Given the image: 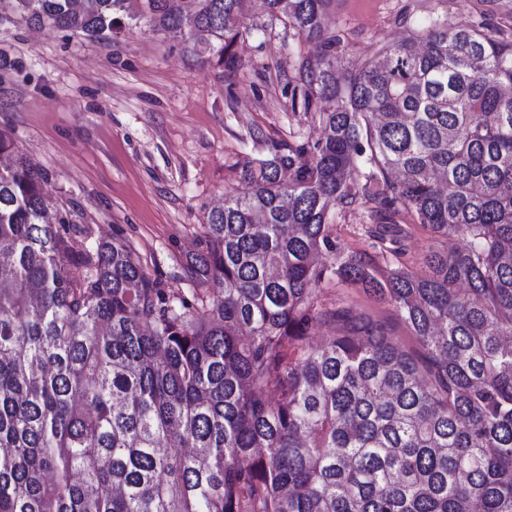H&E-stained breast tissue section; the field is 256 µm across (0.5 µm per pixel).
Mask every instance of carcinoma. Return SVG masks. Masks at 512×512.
<instances>
[{"label":"carcinoma","mask_w":512,"mask_h":512,"mask_svg":"<svg viewBox=\"0 0 512 512\" xmlns=\"http://www.w3.org/2000/svg\"><path fill=\"white\" fill-rule=\"evenodd\" d=\"M331 2L267 0L327 48L298 87L329 109L207 214L191 304L122 239L77 248L0 130V512H512V41L436 24L339 81ZM243 4L0 0V25L203 31L233 69ZM354 206L368 249L347 252L331 210ZM404 211L466 247L418 272ZM333 281L390 303L419 350L326 306Z\"/></svg>","instance_id":"cac0c4a2"}]
</instances>
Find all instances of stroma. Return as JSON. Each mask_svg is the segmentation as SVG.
I'll list each match as a JSON object with an SVG mask.
<instances>
[{"label": "stroma", "instance_id": "1", "mask_svg": "<svg viewBox=\"0 0 512 512\" xmlns=\"http://www.w3.org/2000/svg\"><path fill=\"white\" fill-rule=\"evenodd\" d=\"M244 21L261 31L238 44L232 70L144 23L110 40L0 27L10 61L0 70V129L47 173L51 204L83 228L86 244L128 242L146 271L187 299L183 266L200 249L208 211L236 187L238 164L265 157L267 140L319 133L293 92L300 65L324 47L286 32L263 0H249ZM324 22L341 40V74L433 22L512 39V0H333ZM321 296L351 303L412 346L389 303L348 284H327Z\"/></svg>", "mask_w": 512, "mask_h": 512}]
</instances>
